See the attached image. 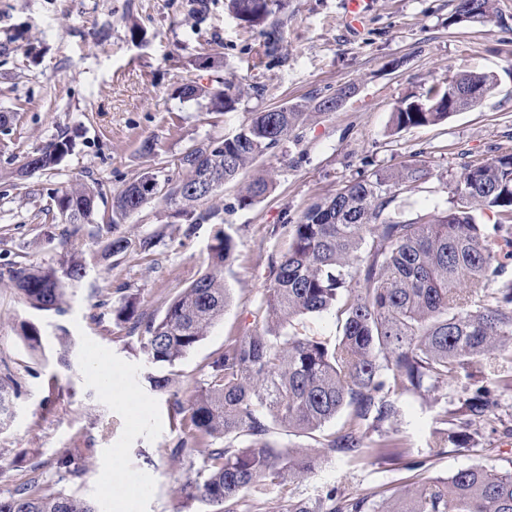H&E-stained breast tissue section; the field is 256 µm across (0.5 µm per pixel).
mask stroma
Here are the masks:
<instances>
[{
    "label": "stroma",
    "mask_w": 512,
    "mask_h": 512,
    "mask_svg": "<svg viewBox=\"0 0 512 512\" xmlns=\"http://www.w3.org/2000/svg\"><path fill=\"white\" fill-rule=\"evenodd\" d=\"M193 14V0H0V271L15 265L59 266L67 249L63 224H46L41 211L57 190L86 184L101 190L99 213L73 237L87 260L64 315H34L19 297L0 287V375L12 373L19 395L0 431V493L28 481L16 455L45 460L73 446L94 449L83 483L45 481L97 503L100 512H174L177 489L194 477L190 462H171L166 448L179 432L170 419L168 396L153 391L151 370L126 325L111 310L137 299L141 311L162 315L171 298L208 266V246L217 230L235 241L224 267L229 302L223 317L177 368L176 389L188 398L201 367L242 335L264 294L272 254L286 246L283 227L312 203L346 182L377 169L426 161L433 175L394 203L405 218L418 210L447 206V186L465 163L486 161L512 149V0H494L489 24H449L457 0H372L362 31L346 21V0H283L268 18L277 29V53L266 56L264 38L229 12L225 0H206ZM140 37H132L131 27ZM218 55L213 68L196 67L199 56ZM464 73L487 74L494 89L478 105L437 125L394 130L400 102L432 83ZM232 79L246 89L235 110L209 112L204 99H186L183 85H215ZM354 94L334 112L315 111L322 98L345 86ZM301 102L307 120L277 148L256 159L249 177L271 175V192L252 205L240 202L241 183L219 189V213L188 224L174 207L152 203L116 229L130 239L128 251L102 258L107 242L101 215L113 195L147 172L177 177L180 154L193 143L233 136L252 113ZM73 150L53 169L15 189L13 175L35 153L60 138ZM152 139L157 153L140 145ZM155 245L140 252L141 239ZM38 319L46 335L64 326L74 345L61 353L51 345L45 358L30 355L17 334L22 320ZM461 382L449 381L439 403L401 400L399 435L426 471L386 464L321 460L309 476L287 486L266 484L251 495L269 512L287 500L312 499L328 487L348 493L394 492L423 477L445 478L483 466L512 471V392L499 398V421L479 425L471 448H431L444 407H455ZM52 398L53 408L40 403Z\"/></svg>",
    "instance_id": "1"
}]
</instances>
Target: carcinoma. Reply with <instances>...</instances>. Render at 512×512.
<instances>
[{
    "label": "carcinoma",
    "mask_w": 512,
    "mask_h": 512,
    "mask_svg": "<svg viewBox=\"0 0 512 512\" xmlns=\"http://www.w3.org/2000/svg\"><path fill=\"white\" fill-rule=\"evenodd\" d=\"M273 2L229 0V6L235 18L257 27L272 14ZM465 13L489 22L492 0H460L448 24L465 23ZM182 93L229 112L242 90L226 81L187 83ZM306 115L302 104L273 108L256 113L231 137L193 144L177 158L182 177L163 179L164 196L149 188L158 174L134 179L113 196L106 226H118L152 202L174 205L178 213L201 221L215 217V211L197 208L287 140ZM449 115L448 91L434 83L403 100L392 122L399 130L435 125ZM71 149L68 139L57 141L31 156L20 176L54 167ZM429 175L420 161L377 169L313 203L285 226L287 248L269 259L264 297L251 312V327L210 359L187 404H173L180 435L168 449L169 458L183 460L193 450L203 456L197 477L179 489V512H191L196 503L221 505L222 512H266L264 504L249 498L253 488L304 478L329 455L422 471L426 461L413 457L397 437L400 399L418 396L436 403L451 379L466 380L464 395L457 408L442 411L432 447L474 443L477 431L455 427L459 415L486 423L498 419L497 393L512 391V280L495 289L490 285L512 260V151L465 164L450 186L448 208L400 217L391 208L398 191L417 188ZM272 188V180L255 178L240 201L250 205ZM97 197L98 191L86 185L61 190L43 209L44 219L69 224L76 234L96 212ZM483 214L491 224L479 220ZM234 248L231 235L216 231L209 270L177 293L162 316L141 312L134 298L112 310L117 324L140 332L139 348L157 369L147 376L152 390L166 393L175 386L171 369L223 317L224 265ZM85 268L82 252L75 249L58 269L12 267L0 272V283L32 311L60 316L69 283L80 280ZM330 312L341 329L333 342L292 329L298 317ZM19 336L31 353L44 352L46 336L37 322H20ZM15 386L0 381V429ZM342 412L343 426L315 448L287 451L271 439L274 425L294 435L311 434ZM241 435L249 438L248 445L229 443ZM93 454L92 448H70L32 470L50 467L59 480L75 483ZM0 512L100 510L35 476L0 494ZM284 512H512V472L464 468L381 497L332 487L313 501H288Z\"/></svg>",
    "instance_id": "carcinoma-1"
}]
</instances>
